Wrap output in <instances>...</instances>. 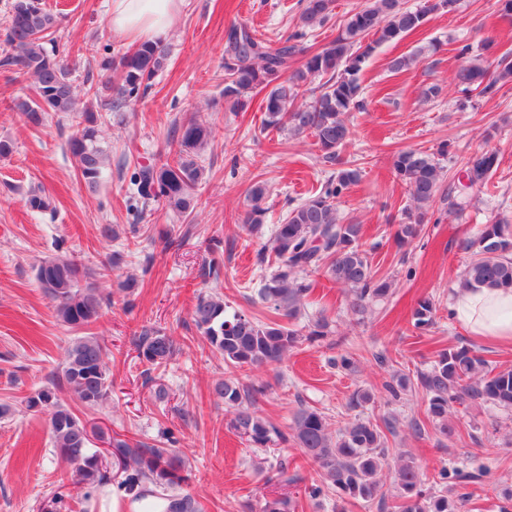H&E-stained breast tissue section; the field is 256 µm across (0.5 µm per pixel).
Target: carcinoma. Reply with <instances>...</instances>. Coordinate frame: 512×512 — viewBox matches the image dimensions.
I'll return each instance as SVG.
<instances>
[{
    "label": "carcinoma",
    "instance_id": "cac0c4a2",
    "mask_svg": "<svg viewBox=\"0 0 512 512\" xmlns=\"http://www.w3.org/2000/svg\"><path fill=\"white\" fill-rule=\"evenodd\" d=\"M457 0H433L420 9L401 6V0H366L352 11L336 39L321 50L309 53L300 44L304 34H292L271 41L260 37L245 24H233L226 33L224 50V100L239 107L256 89L266 91L263 98L262 127L287 130L294 135L310 133L325 153L336 159L337 150L352 136L345 113L363 107L358 75L374 45H362L372 34L375 45L393 43L421 28L431 11L454 10ZM333 0H305L300 15L304 28L323 24L332 11ZM56 17L39 6L37 0H13L5 41L13 54L5 64L16 65L32 81L33 95L16 103L34 125L42 122L44 112L75 111L76 96L70 70L45 47L44 39L52 34ZM306 56L294 66L295 57ZM167 56L158 45L144 43L135 51L119 56L113 68L120 82L105 79L92 84L87 94L101 99L111 112H119L140 97L149 81L161 70ZM420 61V53L400 55L390 62V69L401 72ZM315 76L325 78L321 92L306 100L308 85ZM456 84L491 95L500 82L512 81V57L504 55L495 67L478 60L461 65ZM85 126L69 141V150L77 162L84 184L98 183L107 154L97 139L93 113L84 112ZM213 138L207 124L189 122L176 137L172 161L161 166L146 165L134 173L132 184L143 204L162 200L175 213L189 216L195 207L196 190L203 177L197 162L200 152ZM497 163L494 152H482L463 160L459 178V195H476L486 188ZM392 172L406 188L415 212L398 224L394 238L398 245H408L422 231L427 208L442 189L443 169L430 155L416 149L399 151L393 159ZM359 180L356 169H342L336 180L327 183L322 193L306 199L290 210L276 225L270 250L258 253L260 263L273 267L262 279L258 295L270 304L277 318L263 322L243 312L229 313L224 298L199 295L192 309V319L215 351L232 367L261 368L280 363L297 342V331L290 327L312 290L306 275L322 271L331 280L350 288V304L355 314L363 312L366 301L389 293L391 284L377 278L366 252L361 248L363 225L344 222L338 215L336 199ZM267 187L254 183L248 190L249 209L244 219L249 233L258 235L264 226L267 208L263 202ZM472 257L461 279L464 288L512 289V226L496 221L484 225L477 238L466 243ZM96 268L74 258L58 256L38 266L39 287L54 302L56 319L70 328L95 323L102 315L108 298L99 292ZM436 307L432 299L417 302L412 325L427 330L435 324ZM138 356L160 367L174 355L177 344L163 330H144L136 341ZM417 386L423 392L428 416L443 434H448V408L455 402H482L512 409V369L492 365L469 346L440 351L431 368L417 373ZM62 388L72 393L86 408H94L109 398L112 388L106 352L94 336H80L66 349L60 373L50 385L25 399L27 409L49 411V432L56 453L76 465L75 482L94 485L107 480L93 450L94 430L88 429L75 411L61 401ZM213 393L234 410L233 428L258 447L272 437L293 440L302 455L320 471L322 482L311 487L310 496L319 498L332 490L342 498L378 500L380 508L394 512H461L464 497H448V490L425 484L423 474L413 459L397 458L394 487L397 501L384 503V484L379 478L389 451L383 432L369 420L354 418L336 433H331L325 415L313 407L296 414L286 435L274 423L253 410L263 386L240 389L230 379L218 380ZM112 455L125 472L124 490L138 498L144 496L148 483L173 489L186 483L189 475L180 457L167 448L131 444L111 437ZM167 512H197L194 498L185 494L172 499Z\"/></svg>",
    "mask_w": 512,
    "mask_h": 512
}]
</instances>
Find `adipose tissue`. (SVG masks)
Returning <instances> with one entry per match:
<instances>
[{
    "mask_svg": "<svg viewBox=\"0 0 512 512\" xmlns=\"http://www.w3.org/2000/svg\"><path fill=\"white\" fill-rule=\"evenodd\" d=\"M181 0H112L110 23L127 41L162 42L170 33ZM453 318L471 335L512 346V289L461 288L452 295Z\"/></svg>",
    "mask_w": 512,
    "mask_h": 512,
    "instance_id": "obj_1",
    "label": "adipose tissue"
}]
</instances>
